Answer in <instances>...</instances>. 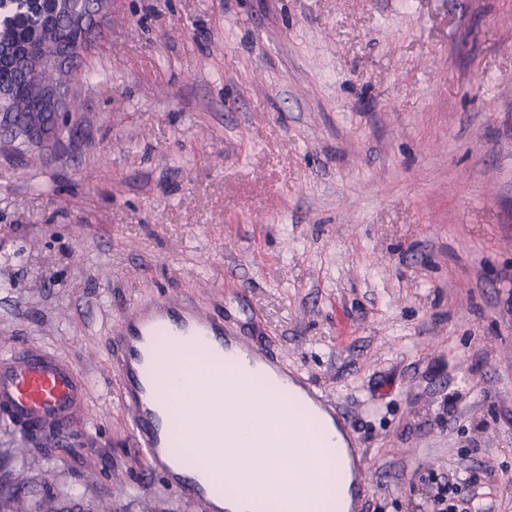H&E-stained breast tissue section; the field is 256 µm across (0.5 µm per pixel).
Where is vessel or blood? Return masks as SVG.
<instances>
[{"instance_id":"b4317fda","label":"vessel or blood","mask_w":512,"mask_h":512,"mask_svg":"<svg viewBox=\"0 0 512 512\" xmlns=\"http://www.w3.org/2000/svg\"><path fill=\"white\" fill-rule=\"evenodd\" d=\"M171 337L185 350L201 348L212 358L248 365L274 381L276 394L288 407L309 413L321 424L335 423V406L291 376L277 355L236 336L225 326L223 314L203 310L185 298L124 307L111 338V368L120 401L129 411L133 444L186 501L212 512L215 493L198 480L194 457L172 452L178 418L170 408L182 390L153 372L156 345ZM86 395L84 378L63 356L25 346L0 361V418L31 437L58 439L80 425ZM340 435L351 466L346 510L356 512V501L366 487L364 465L351 430L341 429Z\"/></svg>"}]
</instances>
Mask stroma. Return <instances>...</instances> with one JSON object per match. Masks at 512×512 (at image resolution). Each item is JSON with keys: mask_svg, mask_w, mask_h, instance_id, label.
I'll list each match as a JSON object with an SVG mask.
<instances>
[{"mask_svg": "<svg viewBox=\"0 0 512 512\" xmlns=\"http://www.w3.org/2000/svg\"><path fill=\"white\" fill-rule=\"evenodd\" d=\"M76 137L0 151V359L87 385L79 430L0 422L57 512H199L137 461L109 338L226 311L352 418L362 512L493 468L512 512V0H112Z\"/></svg>", "mask_w": 512, "mask_h": 512, "instance_id": "35a3bbf8", "label": "stroma"}]
</instances>
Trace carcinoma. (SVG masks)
Returning <instances> with one entry per match:
<instances>
[{"instance_id":"carcinoma-1","label":"carcinoma","mask_w":512,"mask_h":512,"mask_svg":"<svg viewBox=\"0 0 512 512\" xmlns=\"http://www.w3.org/2000/svg\"><path fill=\"white\" fill-rule=\"evenodd\" d=\"M95 0H0V138L6 129L36 127L50 120L41 99L46 87L70 94L72 72H80L98 26ZM33 49L54 56L40 80L29 77ZM26 493L8 500L7 512H43Z\"/></svg>"}]
</instances>
